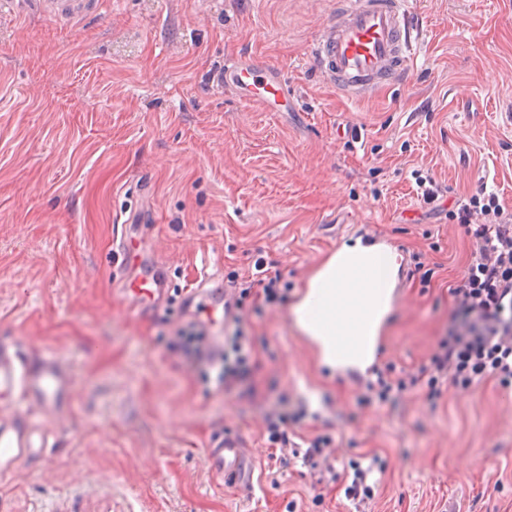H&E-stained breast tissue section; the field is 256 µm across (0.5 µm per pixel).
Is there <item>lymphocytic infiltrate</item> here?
I'll return each mask as SVG.
<instances>
[{
  "mask_svg": "<svg viewBox=\"0 0 512 512\" xmlns=\"http://www.w3.org/2000/svg\"><path fill=\"white\" fill-rule=\"evenodd\" d=\"M448 216L473 245L464 272L448 287L453 300L448 333L416 371L378 374L368 404H392L420 385L426 386L428 399L436 400L444 381L459 391L469 390L478 380L512 385V208L497 193L483 190L457 199ZM280 283V274L271 272L269 262L257 258L251 275L234 282V300L224 306L236 329L225 337L222 348H215L204 322L194 320L170 337V349L204 384L220 392L230 389L245 374L252 351V340L240 327L245 302L256 289L267 304L285 302ZM301 418V413L284 408L272 412L266 427L270 447H292L305 467L333 472L325 453L334 442L331 434L304 438L303 449H295Z\"/></svg>",
  "mask_w": 512,
  "mask_h": 512,
  "instance_id": "1",
  "label": "lymphocytic infiltrate"
}]
</instances>
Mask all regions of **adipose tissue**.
<instances>
[{"mask_svg":"<svg viewBox=\"0 0 512 512\" xmlns=\"http://www.w3.org/2000/svg\"><path fill=\"white\" fill-rule=\"evenodd\" d=\"M401 256L355 238L321 262L292 307L297 328L332 373L365 372L394 308Z\"/></svg>","mask_w":512,"mask_h":512,"instance_id":"ef3b65f1","label":"adipose tissue"}]
</instances>
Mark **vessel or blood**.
I'll return each mask as SVG.
<instances>
[{
    "mask_svg": "<svg viewBox=\"0 0 512 512\" xmlns=\"http://www.w3.org/2000/svg\"><path fill=\"white\" fill-rule=\"evenodd\" d=\"M407 0H339L311 49L317 73L352 98L409 78L414 46L406 22ZM216 87H229L246 103L271 109L287 101L289 86L274 66L242 57L225 58L213 75ZM166 291L162 266L151 276L124 281L122 292L139 307H152ZM73 376L53 350L30 359L14 341L0 340V475L13 473L24 457L46 452L48 435H36L46 414L69 405ZM206 469L216 481L238 480L244 453L235 440L222 439L205 452Z\"/></svg>",
    "mask_w": 512,
    "mask_h": 512,
    "instance_id": "vessel-or-blood-1",
    "label": "vessel or blood"
}]
</instances>
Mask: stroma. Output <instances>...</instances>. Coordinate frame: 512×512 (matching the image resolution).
Returning <instances> with one entry per match:
<instances>
[{
	"instance_id": "35a3bbf8",
	"label": "stroma",
	"mask_w": 512,
	"mask_h": 512,
	"mask_svg": "<svg viewBox=\"0 0 512 512\" xmlns=\"http://www.w3.org/2000/svg\"><path fill=\"white\" fill-rule=\"evenodd\" d=\"M336 0H84L61 19L23 0L0 15V339L71 368L69 418L49 456L0 478L9 512H512V388L483 381L399 406L360 399L377 371L415 370L446 334L448 286L471 243L416 196L512 205V0H409L414 73L353 99L310 51ZM281 69L288 111L211 81L225 56ZM352 237L387 242L404 276L374 370L330 376L290 309ZM140 243L171 287L246 277L256 258L289 285L249 314L252 396L205 394L170 352L192 312L131 307L116 248ZM431 268L429 285L411 278ZM303 434L341 435L337 462L387 461L374 498L298 463L272 472L265 418L279 397ZM239 437L246 487L219 485L204 452ZM413 172L415 184L417 186L416 194L418 201L424 206L432 205L431 209H434L435 206L433 205L440 197L444 196L443 191H446V189L442 190V186L432 175H429L428 172L425 176L422 175L420 170H414Z\"/></svg>"
}]
</instances>
